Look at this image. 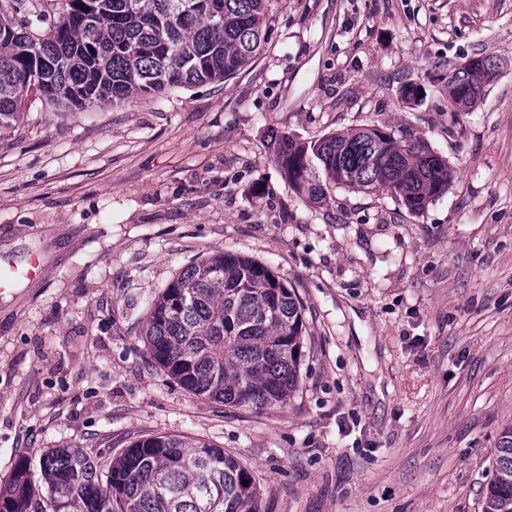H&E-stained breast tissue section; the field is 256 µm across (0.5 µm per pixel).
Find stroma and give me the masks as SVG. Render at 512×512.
<instances>
[{
	"label": "stroma",
	"instance_id": "obj_1",
	"mask_svg": "<svg viewBox=\"0 0 512 512\" xmlns=\"http://www.w3.org/2000/svg\"><path fill=\"white\" fill-rule=\"evenodd\" d=\"M63 7L0 16L43 32ZM269 29L229 80L29 101L0 137V260L44 261L0 294V483L51 448L106 464L178 434L249 470L261 512H481L512 425V0H273ZM478 54L498 71L450 111L448 77ZM372 127L425 139L448 192L419 214L340 186L312 203L274 160L275 134ZM218 250L303 305L285 408L191 395L148 354L149 300Z\"/></svg>",
	"mask_w": 512,
	"mask_h": 512
}]
</instances>
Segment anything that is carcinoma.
<instances>
[{"instance_id": "carcinoma-1", "label": "carcinoma", "mask_w": 512, "mask_h": 512, "mask_svg": "<svg viewBox=\"0 0 512 512\" xmlns=\"http://www.w3.org/2000/svg\"><path fill=\"white\" fill-rule=\"evenodd\" d=\"M271 0H66L41 37L0 19V137L36 93L56 105L225 81L268 39ZM498 63L478 56L448 79V107L473 106ZM288 185L318 203L333 183L387 191L413 213L448 192L453 171L428 144L386 128L317 141L274 139ZM306 324L293 289L264 263L217 251L182 268L149 305L151 359L188 393L230 407L283 408L299 384ZM482 512H512V426L501 434ZM46 494L36 492L37 484ZM252 475L224 449L144 435L100 469L78 448L21 459L0 486V512H259Z\"/></svg>"}]
</instances>
